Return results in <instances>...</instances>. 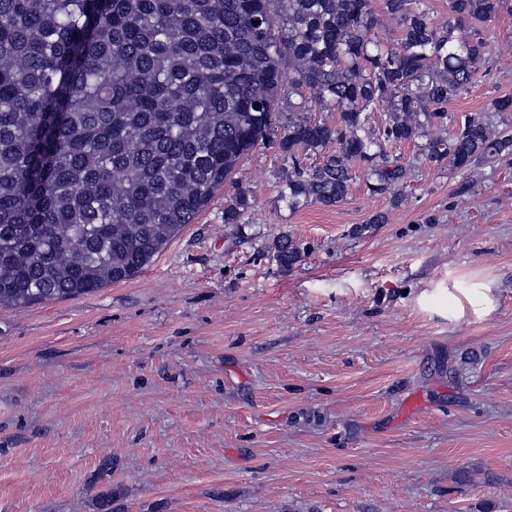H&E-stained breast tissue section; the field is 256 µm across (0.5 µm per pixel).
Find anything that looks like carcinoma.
Segmentation results:
<instances>
[{"instance_id": "carcinoma-1", "label": "carcinoma", "mask_w": 512, "mask_h": 512, "mask_svg": "<svg viewBox=\"0 0 512 512\" xmlns=\"http://www.w3.org/2000/svg\"><path fill=\"white\" fill-rule=\"evenodd\" d=\"M384 6L395 45L377 39L372 0H0V308L142 273L266 143L285 89L309 92L279 141L288 207L347 200L359 170L402 202L413 166L387 145L443 126L488 63L501 0H448L437 21L416 0ZM511 155L512 129L476 114L426 146L458 171ZM275 249L300 257L286 237Z\"/></svg>"}]
</instances>
